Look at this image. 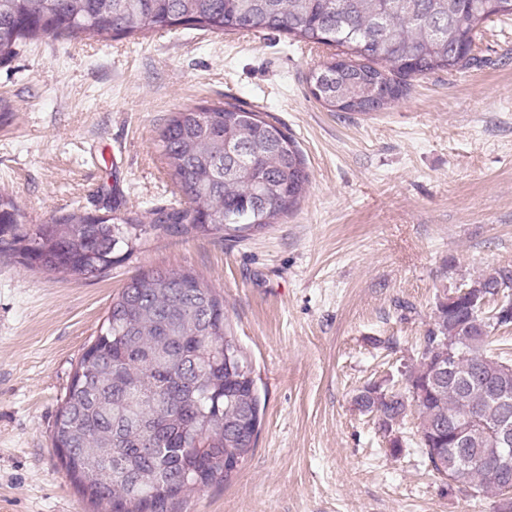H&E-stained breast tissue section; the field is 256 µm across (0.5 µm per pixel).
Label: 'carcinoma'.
I'll return each mask as SVG.
<instances>
[{
  "instance_id": "obj_1",
  "label": "carcinoma",
  "mask_w": 512,
  "mask_h": 512,
  "mask_svg": "<svg viewBox=\"0 0 512 512\" xmlns=\"http://www.w3.org/2000/svg\"><path fill=\"white\" fill-rule=\"evenodd\" d=\"M512 16V0H0V63L43 37H139L174 27L213 33L276 31L335 49L308 78L331 112H380L402 99L408 80L459 71L475 60L485 24ZM179 197L151 210L150 223L76 209L26 224L0 191V255L43 274L99 276L160 237L219 241L260 232L292 212L310 174L296 141L256 109L230 102L185 107L158 132ZM239 149L233 160L226 147ZM512 293V271L478 278L436 304L420 348L452 362L439 375L420 356L406 392L364 385L358 407L395 434L407 413L420 418L416 445L432 470L494 498L512 512V455L495 428L512 424V362L490 348L512 312L481 309ZM263 405L253 361L233 331L224 298L190 270L155 267L112 297L59 407L53 442L81 496L110 512H175L186 496L228 480L256 447ZM467 425L460 448L450 430Z\"/></svg>"
}]
</instances>
